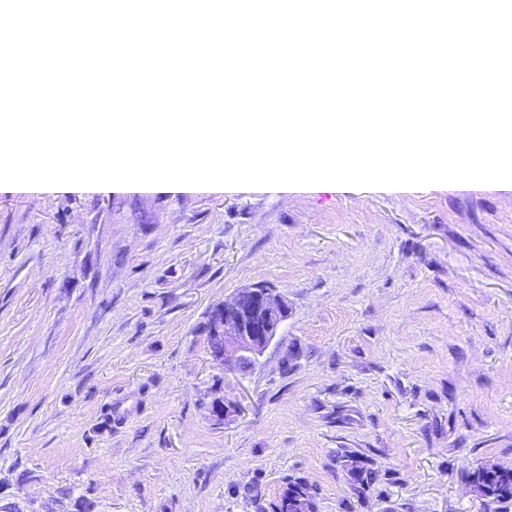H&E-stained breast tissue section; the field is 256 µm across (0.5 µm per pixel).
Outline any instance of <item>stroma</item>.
<instances>
[{
	"mask_svg": "<svg viewBox=\"0 0 512 512\" xmlns=\"http://www.w3.org/2000/svg\"><path fill=\"white\" fill-rule=\"evenodd\" d=\"M249 285L288 317L227 371L205 325ZM484 462L512 466L511 186L0 194V512H275L292 481L483 512Z\"/></svg>",
	"mask_w": 512,
	"mask_h": 512,
	"instance_id": "1",
	"label": "stroma"
}]
</instances>
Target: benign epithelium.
<instances>
[{"instance_id":"7a95c632","label":"benign epithelium","mask_w":512,"mask_h":512,"mask_svg":"<svg viewBox=\"0 0 512 512\" xmlns=\"http://www.w3.org/2000/svg\"><path fill=\"white\" fill-rule=\"evenodd\" d=\"M287 317L288 302L279 291L264 286L237 289L210 314L207 335L221 342L212 352L213 360L226 370L247 359L256 361Z\"/></svg>"}]
</instances>
